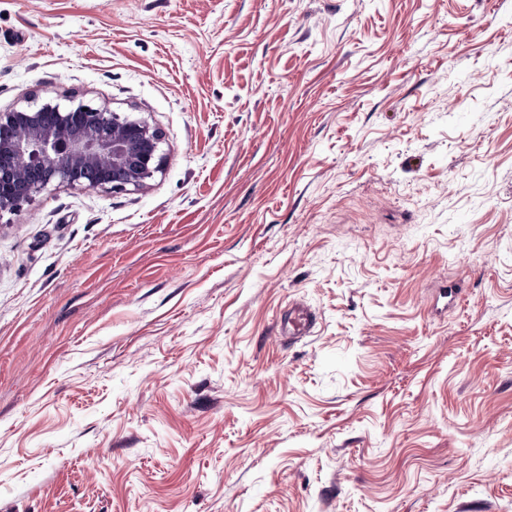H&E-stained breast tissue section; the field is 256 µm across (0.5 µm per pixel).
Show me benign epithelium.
Segmentation results:
<instances>
[{
	"mask_svg": "<svg viewBox=\"0 0 512 512\" xmlns=\"http://www.w3.org/2000/svg\"><path fill=\"white\" fill-rule=\"evenodd\" d=\"M162 131L75 96L0 111V221L51 186L138 191L161 172Z\"/></svg>",
	"mask_w": 512,
	"mask_h": 512,
	"instance_id": "1",
	"label": "benign epithelium"
}]
</instances>
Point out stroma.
<instances>
[{
	"label": "stroma",
	"mask_w": 512,
	"mask_h": 512,
	"mask_svg": "<svg viewBox=\"0 0 512 512\" xmlns=\"http://www.w3.org/2000/svg\"><path fill=\"white\" fill-rule=\"evenodd\" d=\"M33 94L166 163L0 223V512H512V0H0ZM314 323L315 315L307 307L288 306V311L282 314L278 320V336H288V339L307 336L311 333Z\"/></svg>",
	"instance_id": "35a3bbf8"
}]
</instances>
